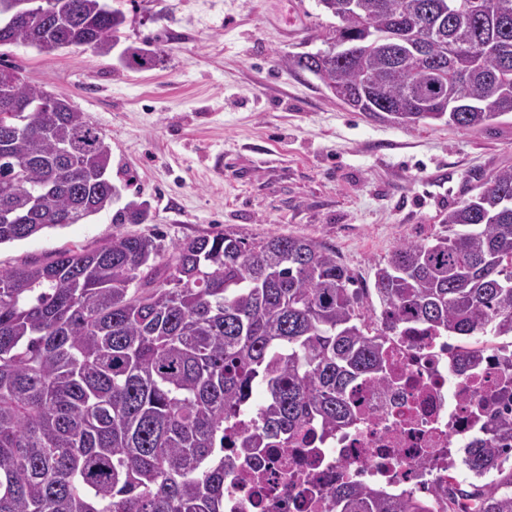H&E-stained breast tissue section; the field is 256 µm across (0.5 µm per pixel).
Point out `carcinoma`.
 <instances>
[{
    "mask_svg": "<svg viewBox=\"0 0 512 512\" xmlns=\"http://www.w3.org/2000/svg\"><path fill=\"white\" fill-rule=\"evenodd\" d=\"M47 22H10L0 11V46L50 54L84 47L108 54L124 13L105 0H53ZM336 19L325 48L294 60L321 65L322 82L373 106L395 107L434 85H463L475 107L446 119L436 108L404 112L460 129L512 114V57L480 52L432 66H406L389 42L431 16L428 41L441 58L461 27L481 45L512 44V18L480 0H318ZM355 44L336 55V34ZM124 67L149 70L154 49L128 46ZM14 112H0V245L78 224L112 206V149L64 94L50 109L24 112L45 88L0 66ZM147 202L130 201L114 224H145ZM448 235L395 246L375 272L379 306L367 302L336 254L316 241L233 231L174 242L116 236L85 252L0 272V512H224L225 425L264 394L251 436L231 442L233 459L282 448L317 424L320 437L357 419L349 392L388 381L386 342L413 327L448 336L512 337V168L448 209ZM485 347H463L464 372ZM497 445L476 439L469 468L491 485L460 487L476 512H512V416ZM335 512H427L422 500L346 481Z\"/></svg>",
    "mask_w": 512,
    "mask_h": 512,
    "instance_id": "cac0c4a2",
    "label": "carcinoma"
}]
</instances>
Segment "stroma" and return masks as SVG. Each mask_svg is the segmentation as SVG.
Listing matches in <instances>:
<instances>
[{
    "instance_id": "35a3bbf8",
    "label": "stroma",
    "mask_w": 512,
    "mask_h": 512,
    "mask_svg": "<svg viewBox=\"0 0 512 512\" xmlns=\"http://www.w3.org/2000/svg\"><path fill=\"white\" fill-rule=\"evenodd\" d=\"M124 12L122 45L150 41L156 67L132 71L118 52L52 54L0 46V64L69 96L112 145L113 209L0 245V271L119 235L164 246L217 231L316 240L358 288L396 245L447 234L457 201L512 167V115L460 130L393 125L333 97L294 56L321 48L332 18L317 0H108ZM147 202V224L114 209Z\"/></svg>"
}]
</instances>
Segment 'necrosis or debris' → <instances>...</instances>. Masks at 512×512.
I'll return each mask as SVG.
<instances>
[{
    "mask_svg": "<svg viewBox=\"0 0 512 512\" xmlns=\"http://www.w3.org/2000/svg\"><path fill=\"white\" fill-rule=\"evenodd\" d=\"M457 347L422 329L396 337L387 387L369 381L354 393L362 421L323 441L303 432L254 464L225 468L224 512H331L336 486L350 478L447 512L459 449L493 426L505 410L500 388L512 383V361L493 353L474 374L457 373Z\"/></svg>",
    "mask_w": 512,
    "mask_h": 512,
    "instance_id": "4bbe7bcc",
    "label": "necrosis or debris"
}]
</instances>
